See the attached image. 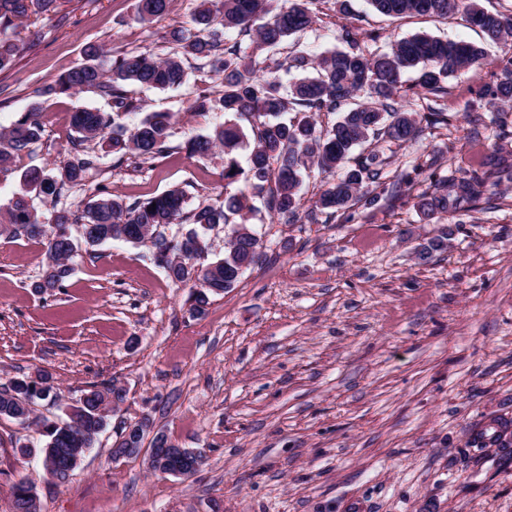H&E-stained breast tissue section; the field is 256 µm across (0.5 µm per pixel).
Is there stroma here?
<instances>
[{"label":"stroma","mask_w":512,"mask_h":512,"mask_svg":"<svg viewBox=\"0 0 512 512\" xmlns=\"http://www.w3.org/2000/svg\"><path fill=\"white\" fill-rule=\"evenodd\" d=\"M347 3L320 5L301 39L312 54L334 49L343 24L367 33L369 55L416 33L486 49L483 64L451 78L441 98L403 74L404 110L431 107L444 122L400 146H359L383 154L384 180L400 192L313 221L330 176L310 172L297 219L256 223L265 256L199 317L190 312L192 286L172 284L148 248L78 245L71 276L48 296L33 287L42 245L0 236V387L45 371L59 393L37 402L27 424L0 418V439L40 445L42 421L63 418L90 385L112 380L126 390L113 420L148 418L176 446L205 454L190 478L153 473L140 458L112 460L109 428L58 484L38 458L0 451V512H10L23 478L40 512H512V182L486 186L451 216L429 220L416 206L429 175H471L485 157L512 153V107L485 108L512 51L486 41L461 11L393 18L367 0ZM198 6L172 0L167 14L144 22L137 0H61L59 17L34 15L12 31L23 49L0 73V130L35 108L43 135L0 172V212L27 168L67 161L72 112L109 109L93 89L46 96L43 88L83 63L90 43L111 59L169 55V32L195 31ZM188 73L179 89H127L138 109L125 129L147 112L172 114L170 155L146 168L87 143L97 169L55 200L33 197L41 223L81 215L102 189L134 199L178 188L192 209L223 200V154L184 150L187 137L223 124V113L189 110L196 91L220 85L210 68ZM415 168L414 183L401 185ZM443 235L446 247L418 259ZM493 423L503 424L506 446H477Z\"/></svg>","instance_id":"35a3bbf8"}]
</instances>
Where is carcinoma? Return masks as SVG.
I'll return each instance as SVG.
<instances>
[{
  "mask_svg": "<svg viewBox=\"0 0 512 512\" xmlns=\"http://www.w3.org/2000/svg\"><path fill=\"white\" fill-rule=\"evenodd\" d=\"M60 0H0V71L12 68L21 51L14 39L5 36L32 15H54ZM321 0H201L195 22L200 29L187 34L181 29L170 32L176 51L165 58L140 53L116 58L104 64L102 48L90 44L86 62L47 85L46 95L72 94L95 89L107 98L111 111L79 109L73 113V156L64 164L51 168L31 169L23 175L24 189L0 214V235H24L42 241L45 262L34 288L51 295L64 287L71 274L69 260L77 244L70 232L69 217L60 214L55 223L39 222L28 201L36 192L45 199L57 197L67 184L79 185L98 165V157L86 152L83 144L105 137L106 131L124 130L121 120L136 109L124 85L167 89L182 86L187 78L185 62L213 68L221 90L214 96L202 91L192 99V112L220 110L228 116L224 125L211 135L189 137L184 143L190 155L207 156L221 149L224 153L225 186L242 180L253 196L262 200L266 214L291 222L299 205L298 190L302 177L317 168L343 174L322 190L315 202L321 214L334 216L363 200L378 201L375 189L382 186L384 159L379 152L352 156L356 146L369 140L403 144L416 139L421 122L443 121L442 113L419 115L397 107L403 73H417V86L436 97L447 93L448 80L463 68L485 59L477 43L448 41L428 34H415L391 44L390 50L368 56L360 46V33L350 27L340 29L342 49L311 55L294 38L314 23V7ZM371 6L387 16L407 14L445 17L464 9L469 21L492 41L512 37V17L483 10L478 0H369ZM170 0H138L140 20L150 22L168 12ZM231 30L239 39L227 38ZM286 68L298 78L289 90L273 76ZM358 93L365 101L347 112L326 130L317 129L316 116L336 111L342 102ZM512 103V57L502 70V77L488 92L489 111L499 104ZM292 112L294 117L281 121L279 116ZM249 123L254 135L247 156V167L238 160V151L247 135L240 122ZM171 115L149 112L130 131L109 139L112 154L122 159L132 155L153 161L168 154ZM38 112L21 115L5 131H0V169L11 168L17 158L30 150L41 138ZM490 176L496 182L512 181V163L499 156ZM374 189L363 191V188ZM485 179L478 176L436 179L431 192L420 203L423 214L455 212L477 201L483 193ZM187 197L179 189L139 198L132 202L108 191L89 202L81 216V238L94 247L108 241H124L146 246L157 254V265L175 285L193 283L191 311L205 314L211 298L234 288L242 277L241 270L256 264L258 232L251 220L257 208L245 191L225 192L218 205L198 206L186 211ZM191 224L182 234L164 239L161 228L170 224ZM222 224L228 229L224 257L197 265L205 253L206 232ZM58 397L51 377L42 373L36 379H16L10 387L0 389V417L26 423L31 419L37 399ZM123 388L115 384L93 385L70 407L66 418L43 425L45 441L38 449L20 440L10 444L20 454L36 451L49 457L54 468L49 476L59 483L68 481L85 453L93 448L96 436L108 424L112 405L124 401ZM146 431L136 421L132 429L122 428L113 453L127 447L143 445ZM12 512H39L33 484L20 481L13 486Z\"/></svg>",
  "mask_w": 512,
  "mask_h": 512,
  "instance_id": "obj_1",
  "label": "carcinoma"
}]
</instances>
